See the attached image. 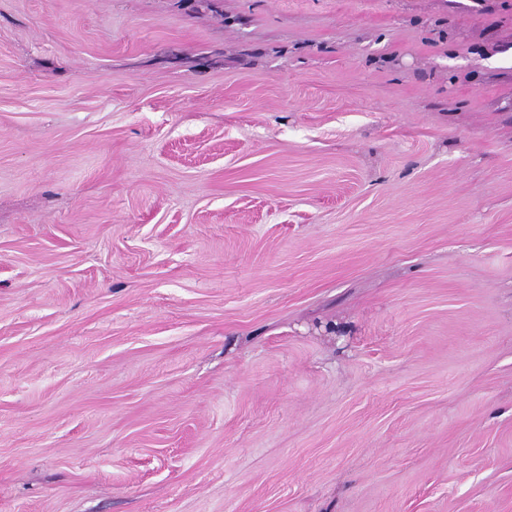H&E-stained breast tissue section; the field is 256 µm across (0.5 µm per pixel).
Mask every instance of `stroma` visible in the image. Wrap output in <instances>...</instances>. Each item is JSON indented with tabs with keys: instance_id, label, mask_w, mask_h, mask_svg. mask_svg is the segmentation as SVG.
<instances>
[{
	"instance_id": "obj_1",
	"label": "stroma",
	"mask_w": 512,
	"mask_h": 512,
	"mask_svg": "<svg viewBox=\"0 0 512 512\" xmlns=\"http://www.w3.org/2000/svg\"><path fill=\"white\" fill-rule=\"evenodd\" d=\"M0 512H512V0H0Z\"/></svg>"
}]
</instances>
